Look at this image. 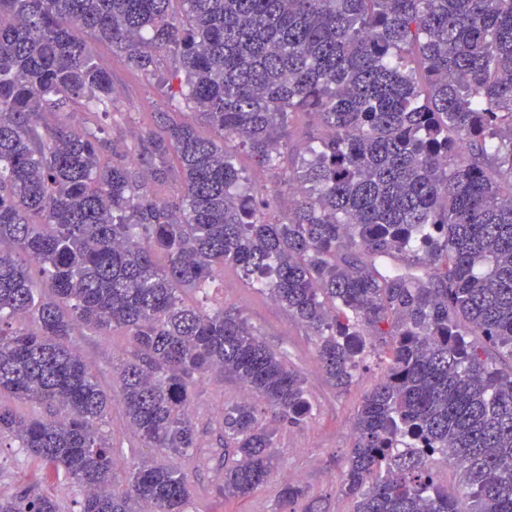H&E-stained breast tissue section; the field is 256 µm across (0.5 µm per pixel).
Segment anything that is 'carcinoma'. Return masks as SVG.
Listing matches in <instances>:
<instances>
[{"label": "carcinoma", "instance_id": "carcinoma-1", "mask_svg": "<svg viewBox=\"0 0 512 512\" xmlns=\"http://www.w3.org/2000/svg\"><path fill=\"white\" fill-rule=\"evenodd\" d=\"M93 42L169 67L167 109L108 161ZM301 115L318 135L297 137ZM231 143L272 187L247 190ZM226 266L310 331L334 385L380 360L344 455L354 512H512V370L471 340L512 361V0H0V395L49 410L0 401V447L77 484L78 512H191L181 461L203 453L195 387L217 374L244 388L221 415L224 496L302 498L277 440L312 414L305 380L209 304ZM85 329L129 338L119 401L164 457L121 491L112 396L72 345ZM0 512L62 509L28 493Z\"/></svg>", "mask_w": 512, "mask_h": 512}]
</instances>
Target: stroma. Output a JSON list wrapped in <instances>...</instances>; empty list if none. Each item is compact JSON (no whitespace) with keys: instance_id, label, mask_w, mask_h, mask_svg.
Segmentation results:
<instances>
[{"instance_id":"1","label":"stroma","mask_w":512,"mask_h":512,"mask_svg":"<svg viewBox=\"0 0 512 512\" xmlns=\"http://www.w3.org/2000/svg\"><path fill=\"white\" fill-rule=\"evenodd\" d=\"M95 52L99 62L112 73L117 97L118 113L107 138L132 140L143 129L148 113L163 108L165 101L155 79L130 71L119 56L113 55L110 46L96 45ZM224 302L241 309L260 328L265 341L284 352L289 366L305 379L313 405L312 416L301 426L282 427L278 435L286 472L307 489L306 496L295 503V512H351L352 502L338 492L342 457L355 443L353 423L358 406L381 374L377 358L369 359L367 371L355 385L337 387L320 368L314 336L268 294L251 288L241 273L231 269L224 273ZM73 344L102 387L113 391L112 362L132 352L127 337L85 332L74 337ZM241 393L240 383L231 378L206 380L197 386V428L211 453L220 450V413L225 403L236 400ZM109 429L124 464L154 458V450L143 447L129 429L120 407H113ZM183 468L194 487V512H278L275 487L267 486L245 497L228 498L221 489L217 471L206 459L184 461ZM0 486L7 487L13 496L26 491L51 494L63 512H76L81 498L79 488L63 475L42 470L13 448H0Z\"/></svg>"}]
</instances>
